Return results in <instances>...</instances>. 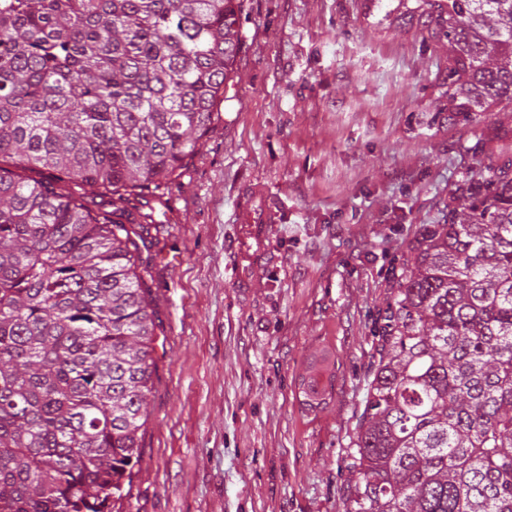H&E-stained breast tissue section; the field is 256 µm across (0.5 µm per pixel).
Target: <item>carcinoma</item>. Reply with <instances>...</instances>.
Masks as SVG:
<instances>
[{
  "label": "carcinoma",
  "instance_id": "obj_1",
  "mask_svg": "<svg viewBox=\"0 0 512 512\" xmlns=\"http://www.w3.org/2000/svg\"><path fill=\"white\" fill-rule=\"evenodd\" d=\"M239 0H0V512H111L139 463V262L224 95ZM448 111L512 105V0H432ZM40 166L30 183L17 170ZM428 224L375 322L343 512H512V160ZM328 353L301 380L325 401Z\"/></svg>",
  "mask_w": 512,
  "mask_h": 512
}]
</instances>
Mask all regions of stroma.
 Segmentation results:
<instances>
[{"instance_id": "stroma-1", "label": "stroma", "mask_w": 512, "mask_h": 512, "mask_svg": "<svg viewBox=\"0 0 512 512\" xmlns=\"http://www.w3.org/2000/svg\"><path fill=\"white\" fill-rule=\"evenodd\" d=\"M427 2L240 0L224 99L158 190L155 372L120 512H343L392 270L512 159V112L449 114ZM325 346L335 388L308 415L297 378Z\"/></svg>"}]
</instances>
